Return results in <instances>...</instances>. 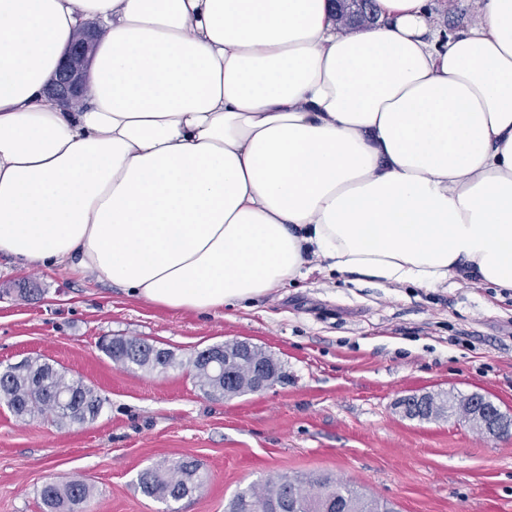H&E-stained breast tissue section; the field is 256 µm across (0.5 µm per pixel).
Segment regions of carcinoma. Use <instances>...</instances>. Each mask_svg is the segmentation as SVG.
I'll return each mask as SVG.
<instances>
[{"instance_id":"cac0c4a2","label":"carcinoma","mask_w":512,"mask_h":512,"mask_svg":"<svg viewBox=\"0 0 512 512\" xmlns=\"http://www.w3.org/2000/svg\"><path fill=\"white\" fill-rule=\"evenodd\" d=\"M101 349L114 363L128 370L164 373L179 365L171 353L163 359L151 355L154 345L145 341L113 338L104 342ZM188 364L199 388L215 398L233 399L253 392V377L259 366H275L273 374L282 378L278 360L258 347L251 357L232 362L227 377L206 362L201 351ZM0 398L19 419L50 415L61 427L93 420L103 408L102 398L82 378L70 376L38 359H25L0 370ZM457 401L458 397L444 392L431 394L430 406L435 416L424 415L420 420L448 418V406ZM137 485L144 495L166 504L165 512H180L172 504L201 489L204 477L198 463L181 458L143 469L137 476ZM92 496V485L80 477L64 485L50 483L41 490L49 512H78L79 506ZM284 501L295 512H333L338 505L347 512H395L390 504L328 475L270 476L238 490L228 500L225 512H268L270 507Z\"/></svg>"}]
</instances>
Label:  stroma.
<instances>
[{"mask_svg": "<svg viewBox=\"0 0 512 512\" xmlns=\"http://www.w3.org/2000/svg\"><path fill=\"white\" fill-rule=\"evenodd\" d=\"M105 338L145 340L179 365L124 369L101 352ZM229 340L274 354L283 380L205 395L187 361ZM30 357L81 377L104 404L62 428L16 418L0 399V512H47L42 486L78 476L94 487L84 512H163L137 475L182 457L208 478L181 512H224L239 488L276 474H329L397 512H512V434L410 420L397 406L411 393H479L512 417V291L472 277L381 285L317 261L268 296L200 313L1 257L0 368Z\"/></svg>", "mask_w": 512, "mask_h": 512, "instance_id": "35a3bbf8", "label": "stroma"}]
</instances>
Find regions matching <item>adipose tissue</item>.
I'll return each instance as SVG.
<instances>
[{
	"label": "adipose tissue",
	"instance_id": "obj_1",
	"mask_svg": "<svg viewBox=\"0 0 512 512\" xmlns=\"http://www.w3.org/2000/svg\"><path fill=\"white\" fill-rule=\"evenodd\" d=\"M0 0V256L215 311L313 261L512 290V0ZM104 31L90 94L46 102ZM474 1H455L454 10L451 13L444 12L438 17V24L449 33L458 31L466 26L473 18ZM102 36L96 23H89L69 44L57 73L45 90L47 100L62 108L80 104L89 90L90 66Z\"/></svg>",
	"mask_w": 512,
	"mask_h": 512
}]
</instances>
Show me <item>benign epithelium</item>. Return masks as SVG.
Wrapping results in <instances>:
<instances>
[{"mask_svg": "<svg viewBox=\"0 0 512 512\" xmlns=\"http://www.w3.org/2000/svg\"><path fill=\"white\" fill-rule=\"evenodd\" d=\"M335 3L338 21L345 24L362 20L363 0H335ZM101 36V28L92 22L69 44L54 79L45 90V97L50 103L72 108L85 99L89 90L90 66ZM250 348L247 342L229 341L224 343V348L207 353L206 358L210 363L226 368L231 354H243ZM470 397V409L480 419L486 433L503 435L512 431V420L500 414L494 403L477 393L470 394ZM399 407L405 413L419 416L424 412V395H406L399 400Z\"/></svg>", "mask_w": 512, "mask_h": 512, "instance_id": "benign-epithelium-1", "label": "benign epithelium"}]
</instances>
